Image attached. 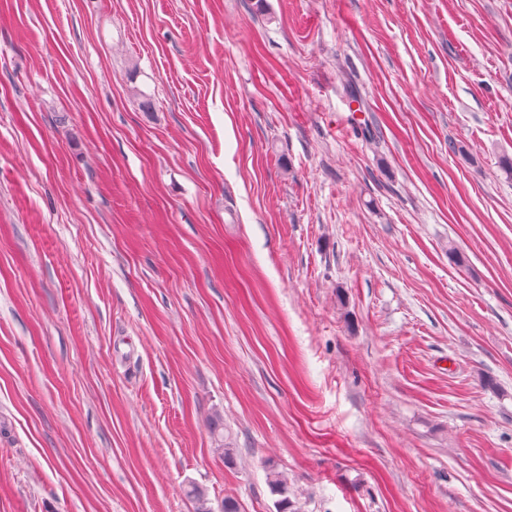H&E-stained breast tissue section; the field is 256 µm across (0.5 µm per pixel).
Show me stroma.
Returning a JSON list of instances; mask_svg holds the SVG:
<instances>
[{
    "label": "stroma",
    "mask_w": 512,
    "mask_h": 512,
    "mask_svg": "<svg viewBox=\"0 0 512 512\" xmlns=\"http://www.w3.org/2000/svg\"><path fill=\"white\" fill-rule=\"evenodd\" d=\"M505 156L512 0H0V512H512Z\"/></svg>",
    "instance_id": "1"
}]
</instances>
